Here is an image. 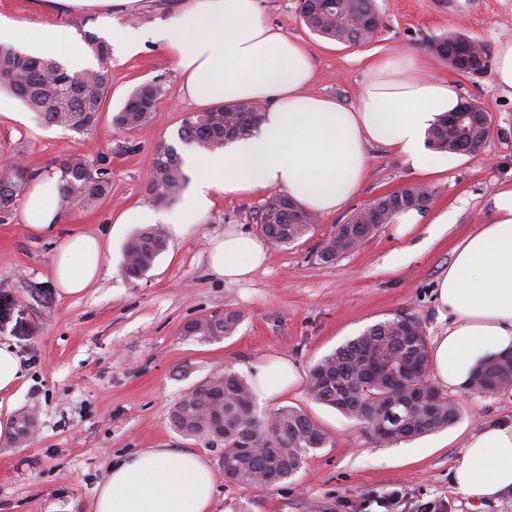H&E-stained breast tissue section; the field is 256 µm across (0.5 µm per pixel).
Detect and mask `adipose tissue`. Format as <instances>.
Returning <instances> with one entry per match:
<instances>
[{
	"mask_svg": "<svg viewBox=\"0 0 512 512\" xmlns=\"http://www.w3.org/2000/svg\"><path fill=\"white\" fill-rule=\"evenodd\" d=\"M101 21L129 53L145 40L164 42L187 96L197 105L264 104L253 136L224 150L189 154L196 172L179 210L146 207L124 212L123 224H192L207 211L212 193H251L285 188L305 209L336 213L363 186L367 148L375 144L402 156L423 175L448 165L425 145L424 134L441 114L454 112L456 83L431 75L421 57L378 58L355 104L310 92L314 59L302 43L264 22L257 0H189L174 23L151 30ZM9 39L43 45L83 69L87 58L68 31L0 17ZM55 177L35 178L20 220L30 232L58 221ZM64 258L54 270L62 293L92 287L108 262L101 236L75 232L62 242ZM267 260L266 245L237 227L225 229L209 251V264L232 282L250 279ZM439 311L451 322L433 341L432 377L455 392L469 391L489 358L512 355V185L492 197L486 223L453 250L447 273L436 286ZM259 398L274 399L301 385L304 371L287 354L272 352L248 370ZM16 349L0 344V435L11 429L13 401L22 387ZM217 474L202 455L173 448H145L118 459L98 487L93 512H213ZM454 487L474 501L512 493V424L488 423L471 433L453 469Z\"/></svg>",
	"mask_w": 512,
	"mask_h": 512,
	"instance_id": "1",
	"label": "adipose tissue"
}]
</instances>
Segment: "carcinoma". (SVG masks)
<instances>
[{
	"label": "carcinoma",
	"mask_w": 512,
	"mask_h": 512,
	"mask_svg": "<svg viewBox=\"0 0 512 512\" xmlns=\"http://www.w3.org/2000/svg\"><path fill=\"white\" fill-rule=\"evenodd\" d=\"M339 8L317 9L301 19L309 31L322 38L350 46L373 39L354 24L353 19L378 13L376 0H338ZM88 48L97 66L74 70L54 57H34L13 46L0 44V88L9 90L41 120L51 126L76 131L95 126L109 92L112 68L110 46L88 37ZM162 87L156 83L138 86L113 117V124L132 131L157 116ZM262 112L250 103L215 105L184 119L179 139L205 152L224 148L230 142L252 135ZM427 146L438 152L464 153L459 126L446 113L437 118L427 133ZM183 158L168 146L157 152L152 176L146 183L151 201L164 205L183 189L186 177ZM61 184L58 207L75 202L90 203L108 192L103 170L89 165L81 156L70 153L59 163ZM32 172L22 177L9 165L0 173V207H10L27 191ZM416 200L420 210L428 199L417 193L415 185L377 198L376 213L367 225L374 234L384 222L392 221L404 207ZM314 215L291 201L288 194H275L259 214L262 237L286 246L314 230ZM357 215L326 238L317 253L324 263L347 254L356 235ZM162 228L141 229L126 243L123 271L135 278L151 270L166 250ZM242 321L236 310H224V317L196 319L185 333L203 340H218L233 335ZM401 317L380 321L361 335L324 356L309 374L308 394L315 402L332 407L354 421L359 429L385 446L432 434L454 424L459 406L430 390L429 348L423 332L409 343L399 334ZM512 385V357L494 358L483 364L472 389L491 393ZM224 404V456L220 465L224 476L244 487L269 488L294 477L303 467L307 454L321 448L326 437L321 427L306 413L281 406L265 415L257 409L254 386L231 370L213 376L181 396L172 406V427L185 437H205L216 441L211 414Z\"/></svg>",
	"instance_id": "1"
}]
</instances>
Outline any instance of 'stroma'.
Wrapping results in <instances>:
<instances>
[{"label":"stroma","instance_id":"obj_1","mask_svg":"<svg viewBox=\"0 0 512 512\" xmlns=\"http://www.w3.org/2000/svg\"><path fill=\"white\" fill-rule=\"evenodd\" d=\"M44 0H0V15L71 28L111 41L95 13L47 8ZM263 19L301 41L315 62L312 92L354 104L368 67L382 55L428 58L432 71L453 77L461 98L488 113L491 136L480 152L452 154L445 173L423 178L384 147L368 149L369 171L358 197L342 211L318 217L314 231L288 246L268 249V261L250 280L231 283L209 265L213 239L228 225L257 233L256 218L272 189L247 195L219 192L201 220L165 225L168 247L139 278L123 269V247L135 232L119 215L150 206L146 173L161 147L179 146L183 120L197 112L184 95L163 43L148 40L133 56L112 46L109 97L96 126L76 132L48 127L8 90H0V167L21 161L44 174L57 173L67 154L83 156L108 173L110 190L91 205L61 211L57 226L40 235L20 222L23 200L0 210V297L14 313L0 324V342L14 345L25 366L16 410L32 411L33 435L22 442L0 436V512H92L98 485L117 457L142 448H180L218 464L222 444L174 431L168 410L180 396L224 371H242L265 354L283 351L303 370L367 327L403 313L415 318L427 339L441 335L448 318L434 299L453 249L486 223L494 193L512 184V97L502 94L492 70L452 72L435 51L454 32L481 41L494 54L512 39V0H377L379 30L369 43L345 44L313 35L297 0H258ZM184 0H141L121 13L120 23L151 28L176 18ZM160 84V114L133 131L116 128L113 115L145 82ZM433 194L425 221L447 214L437 239L420 235L403 242L382 225L359 249L331 263L316 252L337 225L360 208L408 184ZM73 231L110 236L109 263L84 293L61 295L53 271L62 260L61 240ZM231 308L243 320L218 341L185 336L184 326ZM462 407L458 421L436 433L382 447L353 421L315 403L306 387L263 401L260 411L302 409L323 429L327 442L310 451L288 482L268 489L241 487L219 477L215 512H361L362 501L395 490L392 512H512V496L477 502L456 493L452 470L467 437L487 422L512 423V387L493 394L452 393Z\"/></svg>","mask_w":512,"mask_h":512}]
</instances>
